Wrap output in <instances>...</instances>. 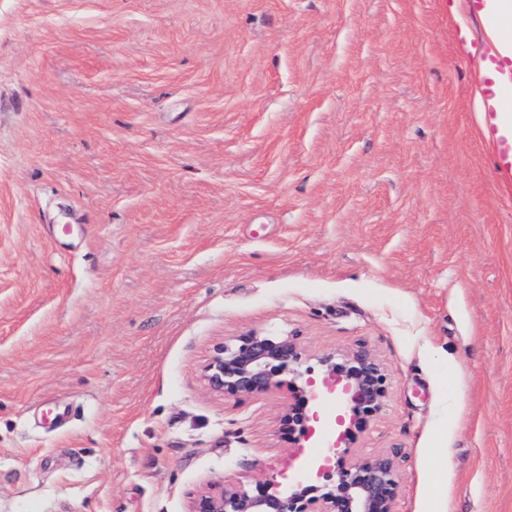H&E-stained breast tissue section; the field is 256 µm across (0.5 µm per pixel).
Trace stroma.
Masks as SVG:
<instances>
[{"label": "stroma", "mask_w": 512, "mask_h": 512, "mask_svg": "<svg viewBox=\"0 0 512 512\" xmlns=\"http://www.w3.org/2000/svg\"><path fill=\"white\" fill-rule=\"evenodd\" d=\"M473 0H0V512H188L315 456L225 341L369 349L396 512H512V150Z\"/></svg>", "instance_id": "obj_1"}]
</instances>
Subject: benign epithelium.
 Returning <instances> with one entry per match:
<instances>
[{"label":"benign epithelium","instance_id":"1","mask_svg":"<svg viewBox=\"0 0 512 512\" xmlns=\"http://www.w3.org/2000/svg\"><path fill=\"white\" fill-rule=\"evenodd\" d=\"M319 365L324 373L318 380L288 336L251 332L218 349L204 374L210 389L232 397L265 393L286 382L295 391L282 416L289 433L313 437L322 405L341 410L335 418L340 430L333 444H318L326 452L309 462L293 488L281 490L269 482L252 492L236 487L201 491L188 512H396L400 482L395 454L363 457L346 469L331 465L338 448L380 411L386 393L383 365L365 348L327 354Z\"/></svg>","mask_w":512,"mask_h":512}]
</instances>
